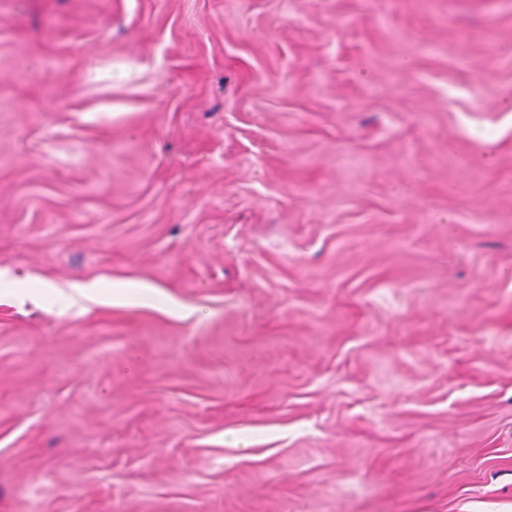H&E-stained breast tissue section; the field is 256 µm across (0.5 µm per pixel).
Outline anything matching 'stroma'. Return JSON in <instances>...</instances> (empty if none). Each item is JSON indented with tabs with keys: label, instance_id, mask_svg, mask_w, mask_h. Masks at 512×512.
Segmentation results:
<instances>
[{
	"label": "stroma",
	"instance_id": "35a3bbf8",
	"mask_svg": "<svg viewBox=\"0 0 512 512\" xmlns=\"http://www.w3.org/2000/svg\"><path fill=\"white\" fill-rule=\"evenodd\" d=\"M2 276L0 512H498L512 0H0Z\"/></svg>",
	"mask_w": 512,
	"mask_h": 512
}]
</instances>
